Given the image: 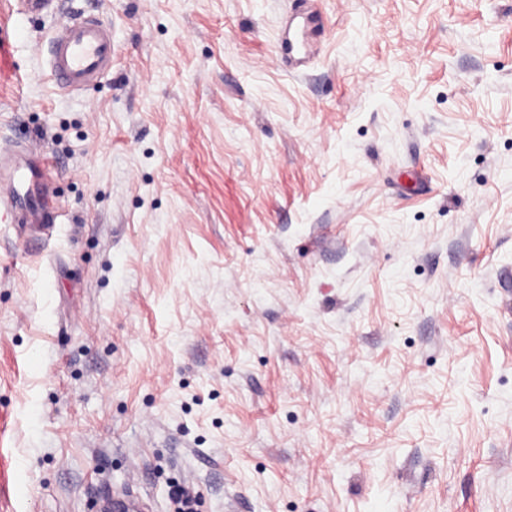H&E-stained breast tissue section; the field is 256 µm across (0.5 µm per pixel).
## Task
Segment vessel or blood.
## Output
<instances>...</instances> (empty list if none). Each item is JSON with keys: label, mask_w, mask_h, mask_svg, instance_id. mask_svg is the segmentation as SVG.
I'll return each mask as SVG.
<instances>
[{"label": "vessel or blood", "mask_w": 512, "mask_h": 512, "mask_svg": "<svg viewBox=\"0 0 512 512\" xmlns=\"http://www.w3.org/2000/svg\"><path fill=\"white\" fill-rule=\"evenodd\" d=\"M48 66L57 87L64 92H80L104 79L112 69V36L106 24L94 16L72 14L58 24L47 47ZM26 208L35 224L55 220L51 192H43L38 204L23 206L18 189L0 192V218L18 208Z\"/></svg>", "instance_id": "b4317fda"}]
</instances>
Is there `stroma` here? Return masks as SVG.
Here are the masks:
<instances>
[{
	"instance_id": "obj_1",
	"label": "stroma",
	"mask_w": 512,
	"mask_h": 512,
	"mask_svg": "<svg viewBox=\"0 0 512 512\" xmlns=\"http://www.w3.org/2000/svg\"><path fill=\"white\" fill-rule=\"evenodd\" d=\"M12 2L0 512H512V0ZM48 66L57 87L80 92L112 70V36L95 16L74 13L58 24L47 47ZM18 208L24 209L32 223L35 224H52L55 220L54 196L46 189H44L38 204L28 207H23L21 194L16 187L5 193L0 191V219H3L4 215L12 216Z\"/></svg>"
}]
</instances>
